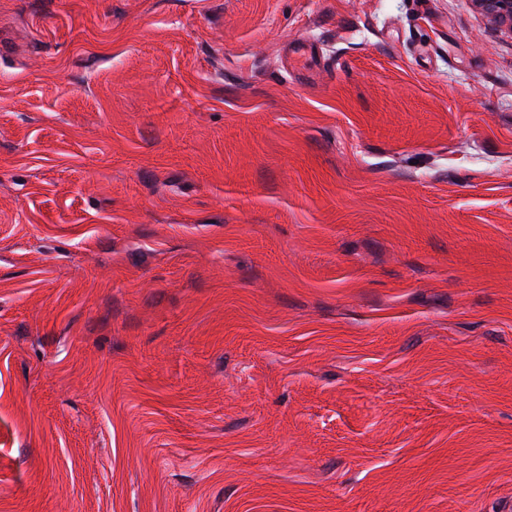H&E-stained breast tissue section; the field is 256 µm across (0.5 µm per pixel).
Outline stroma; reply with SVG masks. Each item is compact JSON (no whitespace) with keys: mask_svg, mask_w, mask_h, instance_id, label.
Segmentation results:
<instances>
[{"mask_svg":"<svg viewBox=\"0 0 512 512\" xmlns=\"http://www.w3.org/2000/svg\"><path fill=\"white\" fill-rule=\"evenodd\" d=\"M0 512H512V35L0 0ZM286 56L289 66L299 76L310 77L321 71L322 59L314 45L306 40L290 45ZM299 65L303 69H300Z\"/></svg>","mask_w":512,"mask_h":512,"instance_id":"1","label":"stroma"}]
</instances>
